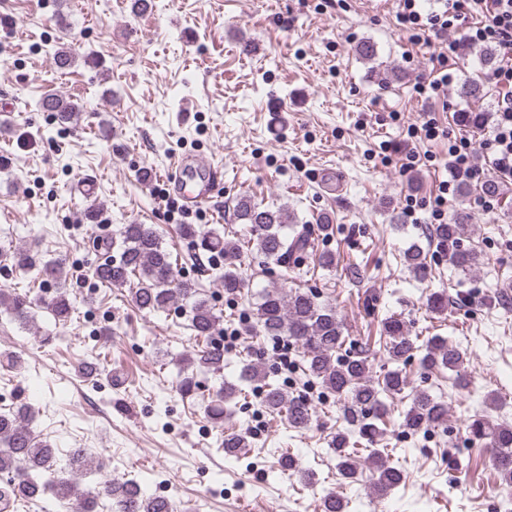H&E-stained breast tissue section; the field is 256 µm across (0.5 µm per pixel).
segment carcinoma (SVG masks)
<instances>
[{
	"label": "carcinoma",
	"mask_w": 512,
	"mask_h": 512,
	"mask_svg": "<svg viewBox=\"0 0 512 512\" xmlns=\"http://www.w3.org/2000/svg\"><path fill=\"white\" fill-rule=\"evenodd\" d=\"M484 85L465 81L457 89L463 99L483 96ZM37 107L50 112L64 123L80 111L79 106L57 95L42 97ZM235 222L244 226V237L235 241L224 236V231L213 227L203 230L194 224L181 226L183 239L199 242L203 253L213 257L211 269L216 271L224 286V293L239 294L245 281L241 270L243 257L254 255L265 265L295 268L307 255L318 253V263L324 268L336 265L329 251L317 252V244L307 224L296 223V216L284 206L271 207L242 194L233 208ZM96 210L87 211V219L94 223L92 245L100 255L94 267L95 277L113 287L129 288L135 305L144 311L159 312L181 298L190 302L188 320L199 349L179 357L176 384L184 395H196L202 389L197 373L224 372V347L214 341L221 315L214 312L208 299L202 297L193 280L181 276L178 260L162 246L159 234L146 224H123L115 232L106 234L96 224ZM468 211H455L449 224H436L430 232L436 252L463 275H472L483 264L482 252L465 244L470 227ZM14 265L43 283H60L63 261H43L37 248L19 246L10 250ZM402 263L416 274L427 273L425 251L413 247L401 256ZM43 305L54 321L66 322L73 310L66 289L58 288L46 302L28 294H12L0 289V308L11 319L25 324L32 319L31 309ZM384 351L395 367L373 374L366 352L347 346L345 325L336 308L320 300L314 288H296L289 292L267 289L256 304L254 321L239 325L240 336L286 337L302 354L304 374L316 380L327 392L343 403L344 417L352 428L339 430L330 437L329 447L337 458L339 474L353 482L358 469L349 448L363 443L371 446L369 469L370 491L384 497L403 481L402 469L390 464L387 456L374 444L381 440L382 425L391 415L394 400H411L399 426L414 434L435 428L448 419V403L425 389L408 391L410 380L406 371L413 351L422 350L421 368L432 373L448 370L455 373V383L468 384L464 371V354L459 348L439 336H431L417 344L419 337L411 334L410 325L391 316L383 323ZM256 383L261 388V403L266 410L283 416L288 426L303 431L308 429L314 405L304 396L286 395L274 371L261 362H241L239 383L222 381L219 388L208 393L205 412L211 422L224 426L232 414V405L242 395L240 383ZM34 411L29 406L0 412V476L7 477L6 495L22 500H36L46 495L59 503L74 501L79 512H175L172 502L164 496L149 495L144 486L150 483L146 476L125 481L106 479L95 492L80 488L79 478L91 469V458L83 448L69 454L70 476L55 468V449L46 440H40L32 429ZM472 441L486 443L496 450L495 465L502 482L512 485V425L499 423L489 416L472 419L467 425ZM244 435L225 432L220 447L234 455L245 447ZM348 502L333 492L322 498L323 512H347Z\"/></svg>",
	"instance_id": "1"
}]
</instances>
